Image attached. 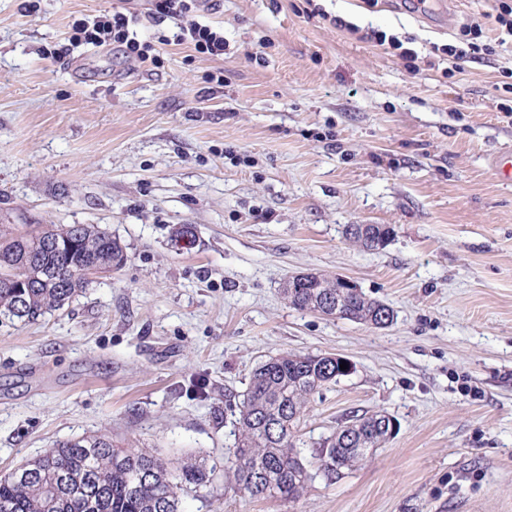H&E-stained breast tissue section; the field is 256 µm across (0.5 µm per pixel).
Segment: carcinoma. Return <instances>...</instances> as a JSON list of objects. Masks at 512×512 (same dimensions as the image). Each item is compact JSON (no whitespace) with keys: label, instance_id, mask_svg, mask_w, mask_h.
Listing matches in <instances>:
<instances>
[{"label":"carcinoma","instance_id":"obj_1","mask_svg":"<svg viewBox=\"0 0 512 512\" xmlns=\"http://www.w3.org/2000/svg\"><path fill=\"white\" fill-rule=\"evenodd\" d=\"M346 239L364 249L384 246L388 224H348ZM68 245H55L62 235ZM119 240L94 224L45 227L16 235L0 226V318L29 323L72 302L90 283L92 268L119 269ZM25 278L26 287H14ZM289 306L318 312L339 305L331 317L378 328L394 320L383 302L336 278L311 273L299 288L283 286ZM342 357L287 352L271 356L252 373L239 403L238 440L228 449L225 470L251 498L298 500L313 479L293 443L292 429L310 396L346 376ZM353 436L335 435L320 457L323 474L340 476L379 448L387 435L367 414L353 415ZM216 466L176 465L144 448L123 447L108 434L59 441L0 477V512H182L181 494L212 484Z\"/></svg>","mask_w":512,"mask_h":512}]
</instances>
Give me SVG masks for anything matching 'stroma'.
I'll use <instances>...</instances> for the list:
<instances>
[{"label": "stroma", "mask_w": 512, "mask_h": 512, "mask_svg": "<svg viewBox=\"0 0 512 512\" xmlns=\"http://www.w3.org/2000/svg\"><path fill=\"white\" fill-rule=\"evenodd\" d=\"M123 0H0V220L95 224L126 259L63 309L0 323V476L54 442L109 433L223 463L261 361L338 354L351 374L311 397L295 444L299 501L226 478L184 512H512V69L495 0H450L452 24L402 0H206L209 59L136 0L154 59L73 46L71 25ZM341 18L350 30L337 28ZM496 45L462 69L431 52L459 26ZM379 30L414 39L419 72ZM348 224H388L365 250ZM355 281L394 311L373 328L290 307L289 275ZM395 435L335 480L319 455L348 417ZM173 40L178 44L189 41L196 53L208 58L220 57L224 54V33L209 25L194 23L188 30L187 37L185 34H177Z\"/></svg>", "instance_id": "35a3bbf8"}]
</instances>
